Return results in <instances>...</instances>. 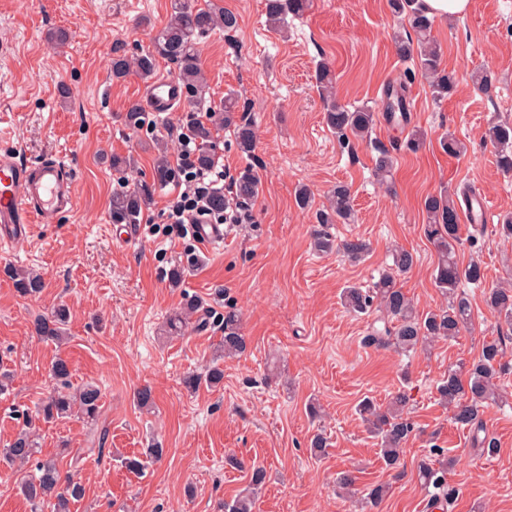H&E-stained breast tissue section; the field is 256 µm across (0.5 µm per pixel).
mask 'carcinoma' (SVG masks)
I'll return each instance as SVG.
<instances>
[{
  "mask_svg": "<svg viewBox=\"0 0 512 512\" xmlns=\"http://www.w3.org/2000/svg\"><path fill=\"white\" fill-rule=\"evenodd\" d=\"M307 0H266L265 9L269 22L276 26L288 24V15L304 10ZM393 14L405 16L413 29L418 51L412 50L411 40L395 37L397 54L404 59H415L417 70L429 83L434 99L441 101L450 97L456 89L455 75L442 67V48L432 35L434 20L428 16L423 0H389ZM238 28L235 13L210 3L200 6L197 0H171L170 18L152 39V48L136 55L134 59L117 56L112 59V78L119 80L135 72L143 81L152 79L158 60L165 59L177 65L179 81L184 97L189 101L201 97L203 74L195 50L196 39L216 29L226 33ZM390 83L385 90L383 110L387 113L408 111L405 96L406 79ZM315 86L327 103L325 120L327 126L344 141L349 137L363 140L370 136L376 125V111L368 106L353 110L338 106L332 101L333 76L330 68L320 63L315 70ZM236 102L227 95L224 105L215 114V121L235 128L238 149L250 154L254 150L255 131L251 123L235 116ZM125 126L140 130L149 125L148 112L133 106L122 115ZM210 124L197 123L190 127V136L198 145L196 164L208 166L215 159ZM486 137L496 148V162L500 170L512 173V124L496 121L490 124ZM178 171L172 167L166 154H160L153 166L150 187L119 190L112 194L111 219L114 224H137L142 212L153 200L155 187H164L175 182ZM258 193V181L252 175H244L235 183L237 198L247 201ZM424 210L428 224L425 233L438 254L434 283L442 294L450 297L449 305L421 316L410 298L396 287L394 276H380L374 288L363 290L348 286L342 293V304L351 313L367 314L372 310L380 313L379 325L371 327L364 336L366 347L393 346L402 352L414 351L438 339H452L471 325L470 303L467 297L457 293L463 281L477 284L484 279L482 266L471 262L460 267L456 258V247L460 244V216L452 195L445 190L424 199ZM354 206L349 188L338 184L331 191L329 205L316 212L319 224L313 244L319 252H329L335 242L328 232L330 224H350L354 221ZM344 254L353 261L361 259L367 251L366 242L354 237L340 244ZM415 263L412 252L400 248L393 254V266L398 273L408 272ZM17 293L21 297H34L44 288L40 274L7 270ZM488 305L504 319L508 332L512 333V287L492 288L486 296ZM202 301L197 296L185 298L181 311L169 321L170 333L178 335L187 326L189 318L199 312ZM70 317L68 308L59 305L49 314L37 316L32 323L34 334L42 340L61 343L67 339L65 327ZM224 331L217 348V356H239L247 350V339L242 333L239 317L232 309L217 319ZM502 349L498 341L483 345L477 359L469 365L448 367L438 391L444 403L453 413L454 423L472 433L474 443L491 456L497 451V443L484 432L480 417L485 403L497 399L494 380L501 368ZM55 386L37 405L35 413L26 417L21 430L13 441L0 450V463L8 467L31 466L30 475L21 479L20 493L34 506L52 504L53 512H71V504L79 500L83 487L75 482H63L57 459L39 457L40 424L79 416L88 422L97 421L102 406L101 389L92 383L81 385L71 391V368L69 361L57 358L51 367ZM224 370L217 364L208 367L202 374H189L184 380L185 388L191 392L201 385L218 388L223 384ZM408 397L405 392L395 393L388 405L383 407L366 398L358 406L359 414L367 423L371 433L380 441V455L389 467L400 461L403 447L413 431V423L405 417ZM423 483L439 490L444 500H452L456 490L448 485V460L438 466L424 462L419 469ZM267 472L262 467L252 469L249 488L224 503V512H254L255 497L266 483Z\"/></svg>",
  "mask_w": 512,
  "mask_h": 512,
  "instance_id": "1",
  "label": "carcinoma"
}]
</instances>
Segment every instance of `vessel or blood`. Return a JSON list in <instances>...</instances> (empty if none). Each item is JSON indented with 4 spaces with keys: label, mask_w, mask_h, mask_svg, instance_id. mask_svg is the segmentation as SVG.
Returning <instances> with one entry per match:
<instances>
[{
    "label": "vessel or blood",
    "mask_w": 512,
    "mask_h": 512,
    "mask_svg": "<svg viewBox=\"0 0 512 512\" xmlns=\"http://www.w3.org/2000/svg\"><path fill=\"white\" fill-rule=\"evenodd\" d=\"M155 112H172L183 94L176 80L162 76L144 92ZM77 192L66 164L58 158L29 162L19 152L0 151V245L24 239L38 218L73 211Z\"/></svg>",
    "instance_id": "b4317fda"
}]
</instances>
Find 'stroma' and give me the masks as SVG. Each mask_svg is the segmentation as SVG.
<instances>
[{
  "mask_svg": "<svg viewBox=\"0 0 512 512\" xmlns=\"http://www.w3.org/2000/svg\"><path fill=\"white\" fill-rule=\"evenodd\" d=\"M217 2L238 16L239 27L197 40L201 101L152 113L150 130L136 133L121 115L142 102L145 83L133 74L113 79L112 58L148 49L170 16V0H0V150L30 160L62 156L78 196L74 211L46 217L24 241L0 247V372L13 376L9 393L0 395V448L52 387L50 368L62 356L73 384L92 382L103 394L96 423L73 418L41 432L43 455L67 447L60 468L85 489L73 512H224L255 466L266 468L268 481L254 512H426L431 490L418 469L433 447L452 459L448 481L459 490L445 512H512V347L495 380L501 399L482 412L496 454H481L438 392L450 366L472 361L483 343L506 333L485 295L512 282V240L495 232L500 217L512 213V174L497 168L484 134L490 122L512 123V0H471L467 14L435 18L433 34L457 92L435 101L427 80L415 76L406 84L407 120L378 118L370 138L347 145L326 125L316 65L330 67L336 103L379 107L384 88L411 67L394 44L410 37L408 20L394 15L388 0H312L277 30L266 22L265 0ZM57 31L67 36L63 44L51 40ZM480 68L497 79L493 96L472 82ZM230 92L254 126L255 149L242 155L232 128L219 127L216 153L233 177L249 172L260 182L249 222L233 227L223 244L199 250L192 239L168 233L169 190L162 187L137 236L117 239L113 192L151 182L155 143L167 140V126L221 108ZM414 129L426 134L416 150L409 145ZM449 133L465 153L443 152L440 139ZM383 150L394 166L381 179L374 167ZM116 155L134 158L135 169L112 171ZM302 184L313 199L306 210L294 197ZM339 184L351 191L356 221L329 231L368 242L358 263L312 245L315 210ZM443 189L481 194L488 207L483 232L460 226V265L474 260L485 272L482 285H461L472 324L454 340L409 353L364 347L374 317L347 312L340 292L348 284L372 287L391 271L394 249L416 257L395 280L417 311L447 305L434 285L437 254L423 209L425 197ZM189 256L195 267L182 288L171 287L168 270ZM8 267L39 272L41 294L19 296ZM186 292L207 308L172 339L166 321ZM62 302L71 312L70 340L59 346L37 338L31 326ZM228 306L241 317L248 349L221 361L220 389L188 393L183 377L205 369L221 337L206 319ZM145 386L154 398L148 410L135 398ZM400 390L409 396L414 431L399 465L389 468L356 407L366 398L387 403ZM318 433L328 442L319 458L309 448ZM155 442L164 448L160 462L141 474L122 466V458ZM343 471L359 490L385 485L386 496L374 507L352 502L336 483Z\"/></svg>",
  "mask_w": 512,
  "mask_h": 512,
  "instance_id": "1",
  "label": "stroma"
}]
</instances>
